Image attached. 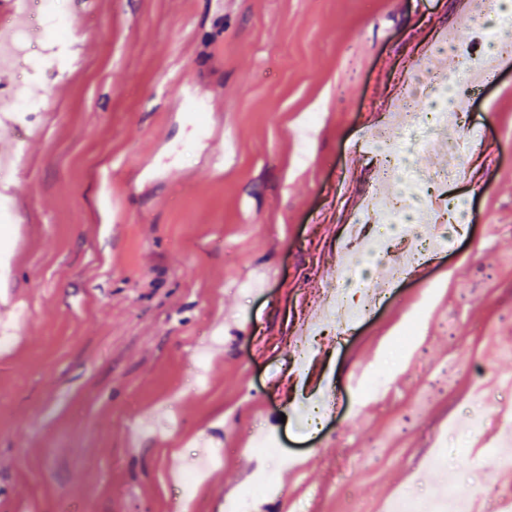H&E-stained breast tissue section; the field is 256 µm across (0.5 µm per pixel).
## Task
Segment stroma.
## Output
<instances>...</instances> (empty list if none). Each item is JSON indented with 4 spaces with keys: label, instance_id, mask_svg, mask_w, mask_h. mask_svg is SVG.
I'll return each instance as SVG.
<instances>
[{
    "label": "stroma",
    "instance_id": "obj_1",
    "mask_svg": "<svg viewBox=\"0 0 512 512\" xmlns=\"http://www.w3.org/2000/svg\"><path fill=\"white\" fill-rule=\"evenodd\" d=\"M59 9L81 71L5 81L44 109L16 133L20 209L0 223V512H180L176 476L212 447L224 458L190 512H225L244 492L254 512H383L399 490L448 479L493 512L512 493L484 460L512 400L497 382L512 374V59L472 92L452 157L433 156L427 126L388 146L407 180L458 167L436 205H465L467 223L424 253L426 280L387 288L300 364L293 337L376 176L357 141L409 62L455 74L436 43L456 0ZM177 57L224 112L223 174L202 164L203 113L168 112ZM159 144L155 172L139 173ZM420 308L425 323L399 351ZM357 374L384 384L361 394ZM332 397L311 427L305 402ZM275 425L279 454L260 458L253 440ZM262 471L276 496L259 494Z\"/></svg>",
    "mask_w": 512,
    "mask_h": 512
}]
</instances>
